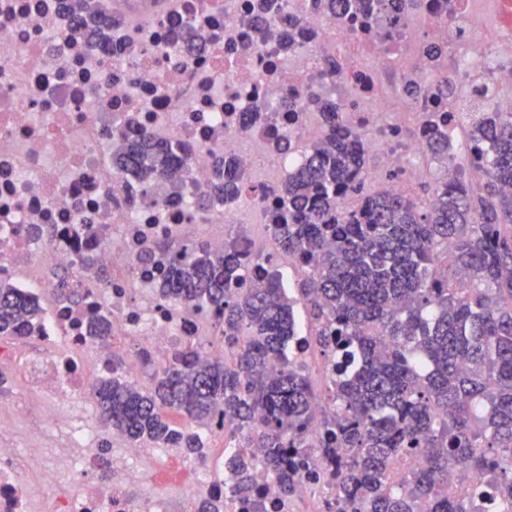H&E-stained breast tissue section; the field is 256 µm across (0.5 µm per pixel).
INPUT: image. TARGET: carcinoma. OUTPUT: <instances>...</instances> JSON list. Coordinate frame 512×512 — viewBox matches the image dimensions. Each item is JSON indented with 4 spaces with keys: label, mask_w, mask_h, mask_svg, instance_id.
I'll return each mask as SVG.
<instances>
[{
    "label": "carcinoma",
    "mask_w": 512,
    "mask_h": 512,
    "mask_svg": "<svg viewBox=\"0 0 512 512\" xmlns=\"http://www.w3.org/2000/svg\"><path fill=\"white\" fill-rule=\"evenodd\" d=\"M67 10L89 37L100 33L98 0H68ZM312 104L327 132L281 187L272 235L305 268L300 294L314 325L305 340L333 363L330 405L286 355L298 324L280 272L245 289L251 260L237 247L193 245L169 253L161 293L212 312L229 357L204 361V345L189 342L145 390L113 359L93 385L99 417L132 442L198 453L192 425L221 416L232 438L262 449L259 462L288 496L305 454H334L331 512H512V112H481L471 124L479 192L450 178L430 202L382 190L349 210L344 197L360 191L366 164L362 137L336 126L332 104ZM451 150L443 132L425 143L438 162H450ZM180 151L141 135L113 149L112 163L151 187ZM215 175L224 196L239 190L219 155ZM42 315L35 297L0 281L1 338L37 333ZM89 329L105 346L106 320L92 317ZM406 456L419 465L397 479ZM256 462L238 451L224 470L249 512H267ZM461 464L489 473L477 493L448 494Z\"/></svg>",
    "instance_id": "1"
}]
</instances>
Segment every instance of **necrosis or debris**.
<instances>
[{
	"instance_id": "necrosis-or-debris-1",
	"label": "necrosis or debris",
	"mask_w": 512,
	"mask_h": 512,
	"mask_svg": "<svg viewBox=\"0 0 512 512\" xmlns=\"http://www.w3.org/2000/svg\"><path fill=\"white\" fill-rule=\"evenodd\" d=\"M373 5L356 0L338 20L315 0H169L158 12L113 13L101 43L75 31L62 0H0V279L38 297L55 289L44 270L64 268L83 293L81 307H56L44 323L36 338L45 350L26 373L30 390L54 402L64 443L32 445L20 465L12 429L0 424V512H197L204 502L211 512H244L214 444L223 419L211 422L199 454L150 442L107 452L75 397L108 356L124 358L135 379L216 325L209 312L160 297V266L139 260L146 249L237 243L258 264L250 288L260 264L281 262L271 214L326 132L314 100L330 101L338 124L361 134V193L410 194L430 180L423 146L435 127L460 135L464 102L512 112V0H405L387 23ZM260 11L271 23L264 36L252 24ZM182 22L202 37L200 51L180 50ZM447 79L455 89L446 96L437 83ZM142 132L186 151L153 191L112 166L113 141ZM216 153L240 176V191L199 211L190 202L211 195ZM88 255L95 265L83 264ZM94 312L109 323L101 349L83 324ZM169 459L184 472L173 499L154 487ZM335 467L311 453L313 477L289 498L263 469L254 483L269 512H328ZM35 481L51 499L33 494Z\"/></svg>"
}]
</instances>
